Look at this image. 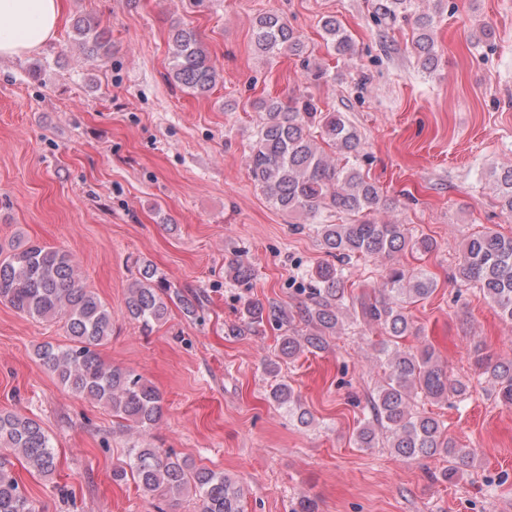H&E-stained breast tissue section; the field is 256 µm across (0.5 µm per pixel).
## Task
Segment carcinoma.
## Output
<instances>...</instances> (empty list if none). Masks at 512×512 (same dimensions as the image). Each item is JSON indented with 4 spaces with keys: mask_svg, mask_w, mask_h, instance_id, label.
I'll list each match as a JSON object with an SVG mask.
<instances>
[{
    "mask_svg": "<svg viewBox=\"0 0 512 512\" xmlns=\"http://www.w3.org/2000/svg\"><path fill=\"white\" fill-rule=\"evenodd\" d=\"M410 0H375V12L384 19L400 13L412 19L415 51L422 67L430 72L439 64L434 29L436 15L410 14ZM327 45L340 56L355 54V44L334 17L322 20ZM83 49L96 62L111 55V40L100 23L79 19L74 26ZM254 43L263 54L303 51L300 37L275 13L256 19ZM172 68L169 76L194 95L210 93L221 78L216 62L206 51L196 29L178 23L171 34ZM264 121L254 133L246 155L251 178L267 199L281 211L310 216L313 230L328 259L304 275L299 316L309 333L282 338L281 354L293 359L307 351L321 352L329 338L348 325H377L388 340L377 349L384 366L382 384L367 400V415L353 434L357 448L385 445L403 460L442 456L448 459L443 472L447 481L467 477L475 456L461 446L445 423L418 411L417 400L434 403L453 400L465 405L472 396L469 378H453L435 351L425 346L405 349L399 340L412 332L406 305L431 296L433 275L425 270L389 268L379 295H347L351 260L391 257L403 251L429 253L437 243L418 236L406 224L382 222L376 213L386 206L379 188L353 164L339 165L322 146L345 160L357 158L363 143L340 112H324L310 97L259 102ZM495 192L502 209L512 213V168L494 176ZM346 218L337 224L331 217ZM457 279L474 285L499 317L512 321V237L488 227L468 238L457 263ZM227 276L238 283L253 279L252 267L242 261L228 266ZM177 299L189 314L197 311L196 297L168 288L157 269L145 264L128 287L127 315L149 334L167 318L169 302ZM36 320H60L68 343L44 344L36 355L44 368L74 396L95 401L112 411L118 425L139 436L162 417L164 399L157 389L134 371L105 362L99 348L112 337V308L89 290L79 274L73 255L38 243H17L9 252L0 249V303ZM286 326L294 315L250 296L243 301L238 322L228 326L232 336L256 335L265 322ZM474 373L492 395L512 406V360L503 361L481 344L470 350ZM270 397L302 426L313 421L294 389L280 382ZM21 457L37 474L49 476L57 468L50 437L34 419L18 412L0 411V512H37L35 502L12 473V459ZM115 481L133 480L149 498L177 499L190 494L197 512H244L243 488L222 471L198 467L186 458L161 453L150 445L132 446L123 465L112 471Z\"/></svg>",
    "mask_w": 512,
    "mask_h": 512,
    "instance_id": "obj_1",
    "label": "carcinoma"
}]
</instances>
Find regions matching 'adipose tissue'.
<instances>
[{
  "mask_svg": "<svg viewBox=\"0 0 512 512\" xmlns=\"http://www.w3.org/2000/svg\"><path fill=\"white\" fill-rule=\"evenodd\" d=\"M62 17V0H0V57L35 52L50 41Z\"/></svg>",
  "mask_w": 512,
  "mask_h": 512,
  "instance_id": "obj_1",
  "label": "adipose tissue"
}]
</instances>
